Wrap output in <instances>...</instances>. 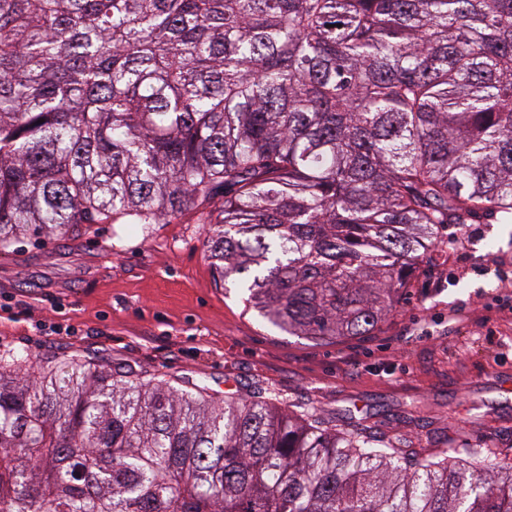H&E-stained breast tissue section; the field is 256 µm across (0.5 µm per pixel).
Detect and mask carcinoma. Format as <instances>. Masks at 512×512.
<instances>
[{"label": "carcinoma", "mask_w": 512, "mask_h": 512, "mask_svg": "<svg viewBox=\"0 0 512 512\" xmlns=\"http://www.w3.org/2000/svg\"><path fill=\"white\" fill-rule=\"evenodd\" d=\"M188 215L271 325L374 335L512 223V0H0V250ZM0 512H512V463L13 353Z\"/></svg>", "instance_id": "cac0c4a2"}]
</instances>
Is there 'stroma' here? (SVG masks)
<instances>
[{"instance_id": "obj_1", "label": "stroma", "mask_w": 512, "mask_h": 512, "mask_svg": "<svg viewBox=\"0 0 512 512\" xmlns=\"http://www.w3.org/2000/svg\"><path fill=\"white\" fill-rule=\"evenodd\" d=\"M206 225L85 224L0 252V356L122 362L214 400L312 407L419 447L512 454V224L443 230L374 336L321 344L273 327L219 284ZM456 318H449V311Z\"/></svg>"}]
</instances>
